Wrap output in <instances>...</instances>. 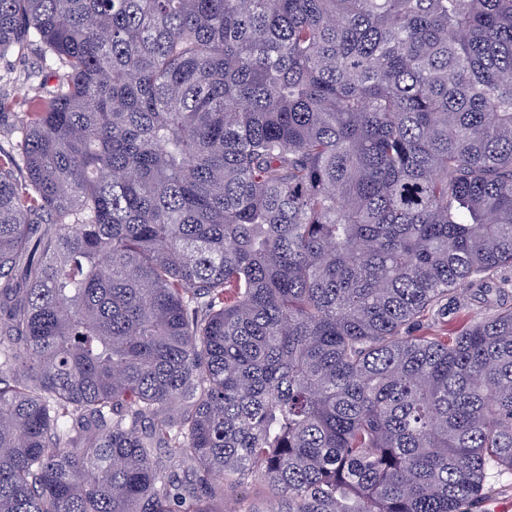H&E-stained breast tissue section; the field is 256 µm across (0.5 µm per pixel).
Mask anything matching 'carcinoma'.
<instances>
[{
	"instance_id": "carcinoma-1",
	"label": "carcinoma",
	"mask_w": 512,
	"mask_h": 512,
	"mask_svg": "<svg viewBox=\"0 0 512 512\" xmlns=\"http://www.w3.org/2000/svg\"><path fill=\"white\" fill-rule=\"evenodd\" d=\"M32 38L0 512H461L512 472V0H0Z\"/></svg>"
}]
</instances>
